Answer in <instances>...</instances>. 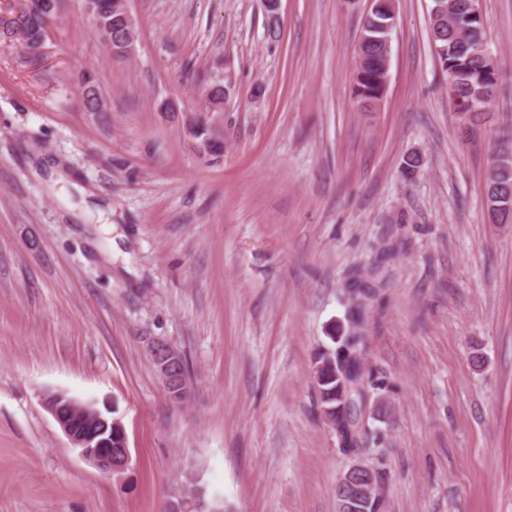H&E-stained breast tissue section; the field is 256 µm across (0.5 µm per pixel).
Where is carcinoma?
<instances>
[{
    "label": "carcinoma",
    "instance_id": "1",
    "mask_svg": "<svg viewBox=\"0 0 512 512\" xmlns=\"http://www.w3.org/2000/svg\"><path fill=\"white\" fill-rule=\"evenodd\" d=\"M40 0H30L22 15V28L29 39L40 36L44 11ZM393 18L380 11L365 17L360 37L362 61L354 70V101L361 112L374 111V102L384 98L386 86L377 75L378 61L391 37ZM430 33L437 34L436 51L442 69L448 75V99L470 127L481 125L489 114L500 77L496 59L486 48L483 19L471 13L467 0H432L429 14ZM84 106L96 108L99 89L92 76H82ZM205 110L218 111L224 104V87L215 83L206 89ZM512 153L501 150L490 167L486 183V203L491 218L505 223L512 218V199H506L500 186L512 181ZM351 316H361L373 290L362 285L353 289ZM334 346L319 353L316 384L321 411L332 415L334 430L342 450L358 454L368 435L361 425V407L371 385L370 376L358 364L363 351V337L340 331L330 334Z\"/></svg>",
    "mask_w": 512,
    "mask_h": 512
}]
</instances>
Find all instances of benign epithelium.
Instances as JSON below:
<instances>
[{"label": "benign epithelium", "instance_id": "7a95c632", "mask_svg": "<svg viewBox=\"0 0 512 512\" xmlns=\"http://www.w3.org/2000/svg\"><path fill=\"white\" fill-rule=\"evenodd\" d=\"M148 351L168 397L176 403L188 394L183 374V358L168 341L153 338ZM42 403L81 456L101 471L118 474L130 463L131 454L124 428L92 404L81 403L62 392L43 395ZM379 468L359 457L352 460L335 486L336 512H365L372 490L379 485Z\"/></svg>", "mask_w": 512, "mask_h": 512}]
</instances>
